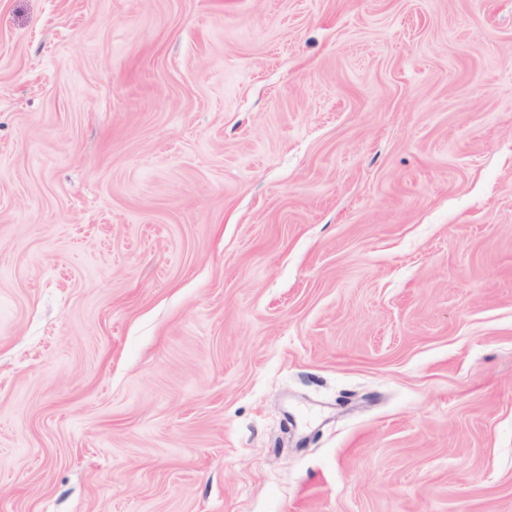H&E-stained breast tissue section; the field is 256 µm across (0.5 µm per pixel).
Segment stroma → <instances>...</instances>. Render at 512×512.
<instances>
[{"label":"stroma","instance_id":"35a3bbf8","mask_svg":"<svg viewBox=\"0 0 512 512\" xmlns=\"http://www.w3.org/2000/svg\"><path fill=\"white\" fill-rule=\"evenodd\" d=\"M0 512H512V0H0Z\"/></svg>","mask_w":512,"mask_h":512}]
</instances>
